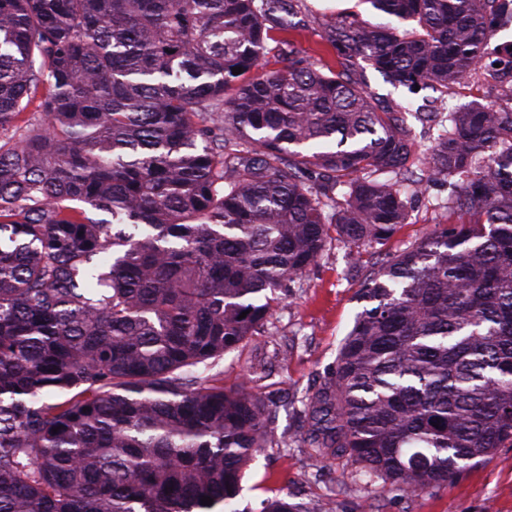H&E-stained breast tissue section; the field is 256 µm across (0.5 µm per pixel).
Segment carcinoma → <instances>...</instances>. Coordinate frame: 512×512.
<instances>
[{
  "mask_svg": "<svg viewBox=\"0 0 512 512\" xmlns=\"http://www.w3.org/2000/svg\"><path fill=\"white\" fill-rule=\"evenodd\" d=\"M367 2L391 21L328 22L324 73L301 0H0V512H239L275 411L194 369L332 237L388 240L425 181L460 179L468 221L365 281L299 439L406 495L512 446V110L448 113L419 178L354 78H463L498 52V0Z\"/></svg>",
  "mask_w": 512,
  "mask_h": 512,
  "instance_id": "cac0c4a2",
  "label": "carcinoma"
}]
</instances>
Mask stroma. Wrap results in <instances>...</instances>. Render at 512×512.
I'll list each match as a JSON object with an SVG mask.
<instances>
[{"label":"stroma","mask_w":512,"mask_h":512,"mask_svg":"<svg viewBox=\"0 0 512 512\" xmlns=\"http://www.w3.org/2000/svg\"><path fill=\"white\" fill-rule=\"evenodd\" d=\"M304 7L308 26L295 33L296 48L330 66L336 56L322 41L325 23L342 12L379 19L366 0H304ZM359 74L382 106L416 107L434 100L446 111L474 101L512 107V90L489 83L478 73L445 88L423 85L416 91L386 82L366 63ZM450 192L448 185H429L415 201L407 224L386 244L356 248L331 242L293 295L274 307L261 330L225 353L213 368H198L204 378L218 374L227 388L248 381L253 395L279 408L271 425V447L261 449L242 481L239 512H259L262 501L277 495L308 507L328 502L333 512H512V447L472 460L447 485L403 496L376 487L342 486L348 464L342 459L319 462L297 447L302 420L289 414L335 370L339 347L365 307L357 293L372 266L391 260L442 225L458 223V213L446 206Z\"/></svg>","instance_id":"1"}]
</instances>
